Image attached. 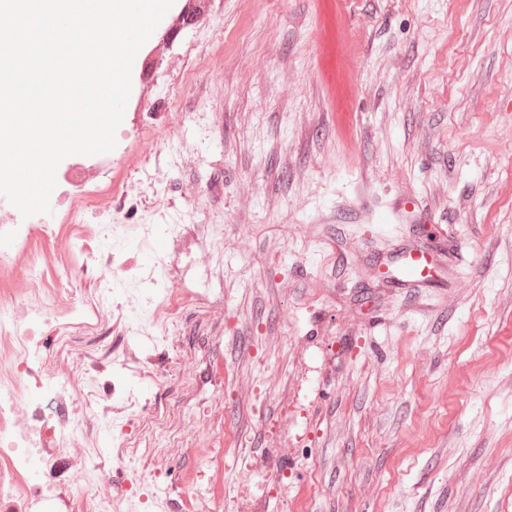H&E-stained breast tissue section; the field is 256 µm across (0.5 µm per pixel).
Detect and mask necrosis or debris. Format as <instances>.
Returning <instances> with one entry per match:
<instances>
[{"label":"necrosis or debris","instance_id":"necrosis-or-debris-1","mask_svg":"<svg viewBox=\"0 0 512 512\" xmlns=\"http://www.w3.org/2000/svg\"><path fill=\"white\" fill-rule=\"evenodd\" d=\"M58 304L54 296L28 298L26 289L0 290V512H57L56 480H28L53 466L40 456L41 443L56 436L66 447H83L115 408L47 367L29 323H51Z\"/></svg>","mask_w":512,"mask_h":512}]
</instances>
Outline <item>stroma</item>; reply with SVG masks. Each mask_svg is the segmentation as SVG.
<instances>
[{
  "label": "stroma",
  "mask_w": 512,
  "mask_h": 512,
  "mask_svg": "<svg viewBox=\"0 0 512 512\" xmlns=\"http://www.w3.org/2000/svg\"><path fill=\"white\" fill-rule=\"evenodd\" d=\"M173 10L119 127L121 205L57 176L0 268L20 288L40 262L75 384L143 382L158 451L115 471L124 512H512V0ZM404 246L428 286L376 274Z\"/></svg>",
  "instance_id": "35a3bbf8"
}]
</instances>
